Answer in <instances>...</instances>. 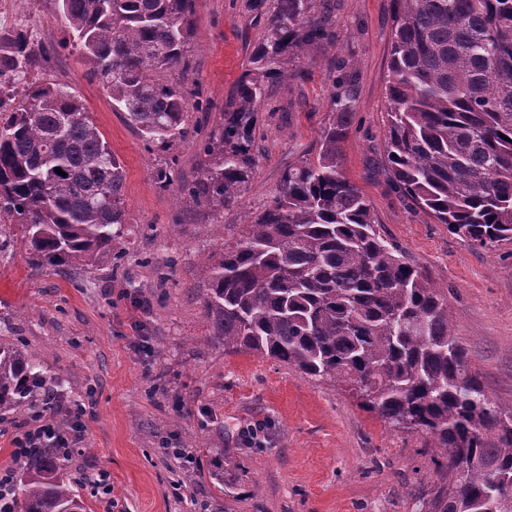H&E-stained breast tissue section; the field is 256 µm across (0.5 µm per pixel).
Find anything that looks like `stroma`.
<instances>
[{"label":"stroma","mask_w":512,"mask_h":512,"mask_svg":"<svg viewBox=\"0 0 512 512\" xmlns=\"http://www.w3.org/2000/svg\"><path fill=\"white\" fill-rule=\"evenodd\" d=\"M333 41L293 62L262 105L257 174L238 207L213 222L183 208L195 181L199 138L232 101L266 22L248 0H197L193 70L209 111L197 142L162 153L90 79L53 0H0V28L22 26L50 44L51 78L80 96L124 168L126 224L102 269L33 267L18 225L0 253V344L27 350L58 384L55 410L87 403L66 460L83 486L106 477L111 494L91 512H425L437 480L426 434L390 426L350 387L302 377L288 365L210 340L202 313L211 263L272 199L282 171L315 158L332 123V80L354 68L357 110L343 144L347 178L370 201L382 234L448 296L451 329L497 401H512V240L470 245L410 206L389 185L386 87L393 0H331ZM173 183L160 188L156 168ZM42 407L34 397L0 411V470L16 469L12 438ZM261 426L260 445L242 429Z\"/></svg>","instance_id":"obj_1"}]
</instances>
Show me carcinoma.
I'll return each instance as SVG.
<instances>
[{
    "label": "carcinoma",
    "instance_id": "carcinoma-1",
    "mask_svg": "<svg viewBox=\"0 0 512 512\" xmlns=\"http://www.w3.org/2000/svg\"><path fill=\"white\" fill-rule=\"evenodd\" d=\"M64 31L112 107L157 150L192 135L185 84L196 0H55ZM386 162L396 190L471 245L512 239V0H394ZM253 0L267 27L235 97L200 145L181 204L214 218L255 169L259 108L288 64L328 40L317 0ZM49 49L0 30V224H19L37 268H98L126 223L124 173L80 97L16 83ZM316 161L285 169L271 202L209 268L203 312L214 343L350 385L382 419L426 432L437 482L428 512H512V401L491 398L451 332L448 296L384 237L345 176L356 112L347 80ZM60 168L66 173L55 172ZM54 385L26 351L0 344V410ZM59 448L21 462L8 512H87Z\"/></svg>",
    "mask_w": 512,
    "mask_h": 512
}]
</instances>
